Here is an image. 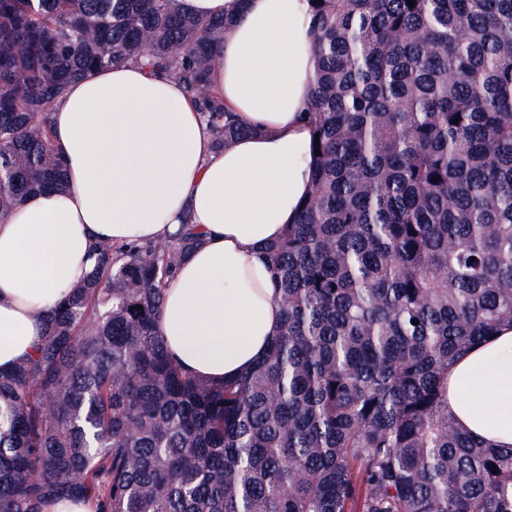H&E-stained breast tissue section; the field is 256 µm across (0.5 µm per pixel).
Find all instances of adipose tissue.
Listing matches in <instances>:
<instances>
[{
	"label": "adipose tissue",
	"instance_id": "adipose-tissue-1",
	"mask_svg": "<svg viewBox=\"0 0 512 512\" xmlns=\"http://www.w3.org/2000/svg\"><path fill=\"white\" fill-rule=\"evenodd\" d=\"M183 3L233 17L212 80L250 131L215 149L194 94L131 62L72 82L51 113L67 188L32 193L0 218V370L34 352L44 314L85 280L94 242L158 241L187 219L203 243L166 283L158 318L173 360L233 379L281 330L263 252L311 190L308 3ZM448 412L485 445L512 450V327L449 367Z\"/></svg>",
	"mask_w": 512,
	"mask_h": 512
}]
</instances>
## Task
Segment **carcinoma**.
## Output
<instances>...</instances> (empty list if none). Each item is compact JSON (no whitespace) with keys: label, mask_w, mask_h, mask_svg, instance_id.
I'll list each match as a JSON object with an SVG mask.
<instances>
[{"label":"carcinoma","mask_w":512,"mask_h":512,"mask_svg":"<svg viewBox=\"0 0 512 512\" xmlns=\"http://www.w3.org/2000/svg\"><path fill=\"white\" fill-rule=\"evenodd\" d=\"M308 9L320 155L266 247L280 334L233 380L190 377L157 321L200 234L98 243L34 356L0 371V512H512V453L448 415V366L512 324V0ZM231 22L0 0V217L65 187L53 107L116 62L188 87L216 148L248 133L211 88Z\"/></svg>","instance_id":"obj_1"}]
</instances>
